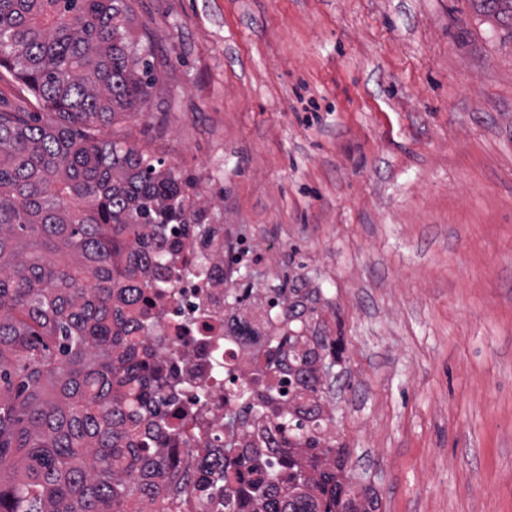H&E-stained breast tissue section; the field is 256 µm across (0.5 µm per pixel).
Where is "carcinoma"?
<instances>
[{
  "label": "carcinoma",
  "instance_id": "obj_1",
  "mask_svg": "<svg viewBox=\"0 0 512 512\" xmlns=\"http://www.w3.org/2000/svg\"><path fill=\"white\" fill-rule=\"evenodd\" d=\"M512 20V0H481ZM133 0H0V70L41 102L0 111V512H182L196 496L224 512H377L346 471L333 429L341 338L314 299L278 288L268 312L265 389L237 422L269 440L241 448L231 482H187L160 405L181 382L164 346L145 267L167 225L207 233L194 178L110 137L157 84L131 46ZM293 387L273 393L279 365Z\"/></svg>",
  "mask_w": 512,
  "mask_h": 512
}]
</instances>
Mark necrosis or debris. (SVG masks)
Returning a JSON list of instances; mask_svg holds the SVG:
<instances>
[{"instance_id": "necrosis-or-debris-1", "label": "necrosis or debris", "mask_w": 512, "mask_h": 512, "mask_svg": "<svg viewBox=\"0 0 512 512\" xmlns=\"http://www.w3.org/2000/svg\"><path fill=\"white\" fill-rule=\"evenodd\" d=\"M177 230L174 274L148 267L143 276L164 289L153 308L169 347L161 361L168 374L184 382L168 418L179 437L169 450L199 475L223 469L225 445L240 448L249 441L244 429L225 430L224 415L236 409L234 382L253 371L255 339L269 327L263 317L224 310L226 288L243 294L250 287L237 278V270L262 262L252 238L221 224L213 225L207 240L194 225L181 224Z\"/></svg>"}]
</instances>
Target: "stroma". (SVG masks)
<instances>
[{
  "mask_svg": "<svg viewBox=\"0 0 512 512\" xmlns=\"http://www.w3.org/2000/svg\"><path fill=\"white\" fill-rule=\"evenodd\" d=\"M115 139L320 295L336 438L379 512H512V21L478 0H135Z\"/></svg>",
  "mask_w": 512,
  "mask_h": 512,
  "instance_id": "35a3bbf8",
  "label": "stroma"
}]
</instances>
